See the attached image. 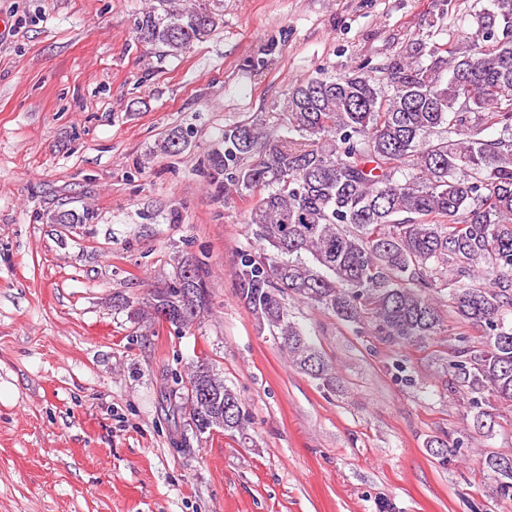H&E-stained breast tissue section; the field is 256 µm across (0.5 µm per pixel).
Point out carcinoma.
I'll use <instances>...</instances> for the list:
<instances>
[{
    "label": "carcinoma",
    "instance_id": "carcinoma-1",
    "mask_svg": "<svg viewBox=\"0 0 512 512\" xmlns=\"http://www.w3.org/2000/svg\"><path fill=\"white\" fill-rule=\"evenodd\" d=\"M491 5L475 14L474 32L443 45L411 42L378 75L359 68L301 82L284 103L298 138L276 140L262 121L245 122L224 129L210 160L224 174V198L253 199L248 223L261 248L239 256L238 295L290 363L332 382L333 365L290 319L288 296L409 348L441 332L446 289L462 331L443 372L470 395L479 429L492 418L484 393L512 404V137L482 136L492 125L512 131V0ZM215 25L206 10L156 0L134 34L178 57ZM185 143L174 131L160 151L177 154ZM89 220L72 210L51 217ZM451 267L472 284L435 278ZM486 273L494 286L480 283ZM208 305L204 271L189 259L149 300L153 317L179 330ZM470 328L483 336L478 350L467 345ZM172 382L186 391L195 433L245 434L248 414L214 363L199 361ZM459 447L427 442L442 465ZM484 468L512 499V454L489 453Z\"/></svg>",
    "mask_w": 512,
    "mask_h": 512
}]
</instances>
